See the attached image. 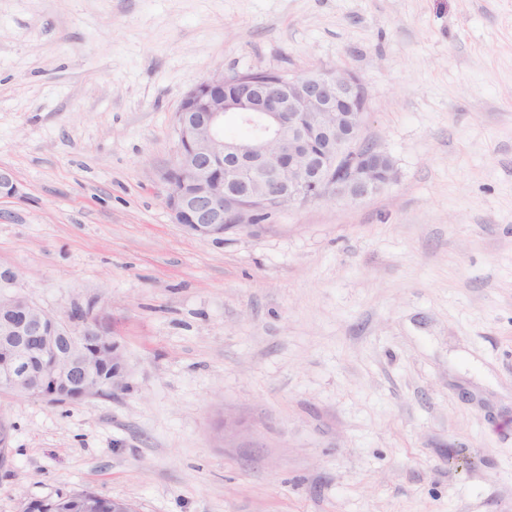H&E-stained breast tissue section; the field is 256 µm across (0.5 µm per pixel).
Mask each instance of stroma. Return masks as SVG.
Returning <instances> with one entry per match:
<instances>
[{
	"label": "stroma",
	"instance_id": "stroma-1",
	"mask_svg": "<svg viewBox=\"0 0 512 512\" xmlns=\"http://www.w3.org/2000/svg\"><path fill=\"white\" fill-rule=\"evenodd\" d=\"M355 73L397 178L201 239L176 114L221 71ZM0 272L124 349L0 394V512H512V0H0ZM86 500H94L99 504V512H128L133 511L131 504L123 502L127 506L125 510L124 504L113 501L111 498L100 496L96 492L85 489L70 495H61L56 498H46L31 501L25 512H84L80 505ZM112 506V508H108Z\"/></svg>",
	"mask_w": 512,
	"mask_h": 512
}]
</instances>
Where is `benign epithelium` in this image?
I'll return each mask as SVG.
<instances>
[{"label": "benign epithelium", "mask_w": 512, "mask_h": 512, "mask_svg": "<svg viewBox=\"0 0 512 512\" xmlns=\"http://www.w3.org/2000/svg\"><path fill=\"white\" fill-rule=\"evenodd\" d=\"M365 96L351 72L322 70L260 80L249 73L215 72L193 85L177 112L178 149L166 174L165 202L188 233L203 239L223 236L224 212L237 224H253L269 191L290 207L330 194L358 201L374 186L395 180L376 154H365L352 171L351 192L322 190L325 167L335 163L336 137L355 148L362 132ZM234 114L256 133L247 143L224 139V117ZM22 196L12 170L0 166V199ZM18 274L0 272V343L10 350L0 361V383L30 391L43 379L34 371L39 352L56 367L48 398H88L100 392L94 363L81 358L70 325L14 289ZM112 387L122 384L123 352L112 344Z\"/></svg>", "instance_id": "benign-epithelium-1"}]
</instances>
